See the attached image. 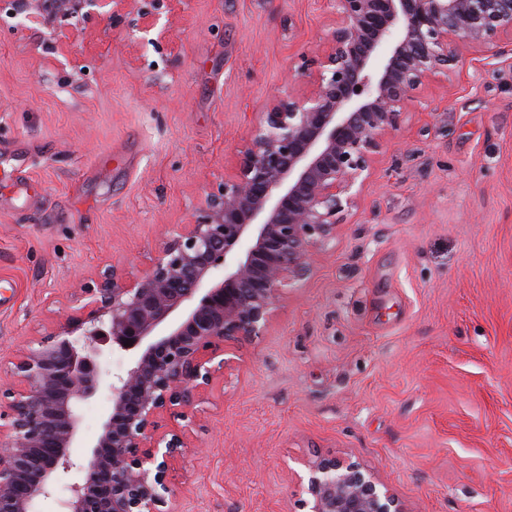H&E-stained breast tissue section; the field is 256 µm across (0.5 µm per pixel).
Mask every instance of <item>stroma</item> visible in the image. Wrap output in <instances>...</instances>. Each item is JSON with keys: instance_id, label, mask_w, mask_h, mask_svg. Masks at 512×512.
<instances>
[{"instance_id": "stroma-1", "label": "stroma", "mask_w": 512, "mask_h": 512, "mask_svg": "<svg viewBox=\"0 0 512 512\" xmlns=\"http://www.w3.org/2000/svg\"><path fill=\"white\" fill-rule=\"evenodd\" d=\"M0 0V359L134 270L321 54L329 0ZM208 394L175 512H308L360 463L408 512H512V50L466 48L369 162L310 276Z\"/></svg>"}]
</instances>
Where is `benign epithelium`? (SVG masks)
<instances>
[{
	"label": "benign epithelium",
	"mask_w": 512,
	"mask_h": 512,
	"mask_svg": "<svg viewBox=\"0 0 512 512\" xmlns=\"http://www.w3.org/2000/svg\"><path fill=\"white\" fill-rule=\"evenodd\" d=\"M331 4L327 50L295 69L303 91L260 113L195 221L169 231L144 268L104 271L76 298L87 314L67 313L11 362L0 385V512H31L60 482L62 512H173L169 472L191 448L197 406L310 275L416 91L455 76L465 46L512 44V0ZM107 349L132 354L124 374L102 365ZM102 388L110 407L79 460L77 406ZM310 468L309 512H406L357 463Z\"/></svg>",
	"instance_id": "7a95c632"
}]
</instances>
